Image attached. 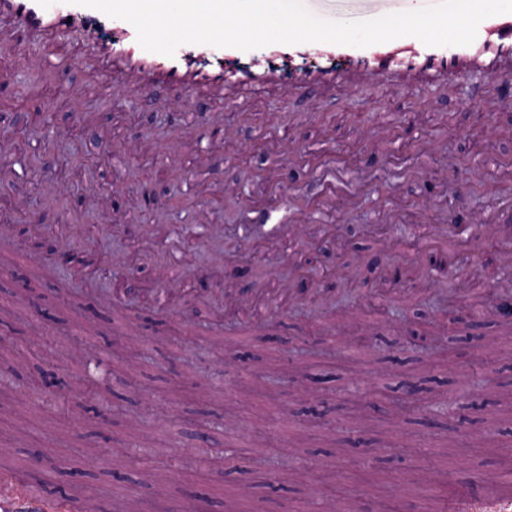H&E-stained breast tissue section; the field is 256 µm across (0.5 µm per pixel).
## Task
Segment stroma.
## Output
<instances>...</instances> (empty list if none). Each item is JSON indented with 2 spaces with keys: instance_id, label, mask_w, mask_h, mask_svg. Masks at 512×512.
<instances>
[{
  "instance_id": "35a3bbf8",
  "label": "stroma",
  "mask_w": 512,
  "mask_h": 512,
  "mask_svg": "<svg viewBox=\"0 0 512 512\" xmlns=\"http://www.w3.org/2000/svg\"><path fill=\"white\" fill-rule=\"evenodd\" d=\"M50 52L86 57L93 47L78 23L40 44L0 37V82L14 89L0 106V346L15 374L52 384L68 411L62 423L27 402L0 413V463L54 449L47 490L79 481L99 512L130 494L190 505L199 491L212 512H225L232 492L243 512H347L356 498L365 512L401 500L433 512L456 471L512 473V437L494 403L512 391V333L488 314L447 353L403 346L405 330L430 337L446 326L445 286L412 281L377 296L363 263L382 252L414 271L437 243L434 225H512V92L500 88L512 57L445 79L382 81L355 69L304 95L279 79L177 98L159 83L133 93L104 68L94 79L76 66L29 68ZM203 121L223 125V142L200 145ZM144 182L174 193L175 205L132 209ZM35 211L53 237L82 248L74 269H57L52 244L23 232ZM278 224L325 245L316 272L345 265L339 285L361 305L343 321L369 347L337 344L328 305L288 296L297 245L270 240ZM501 247L454 243L467 268L462 311L480 313L512 285ZM228 288L262 299V325L225 328ZM394 306L405 321L387 316ZM108 367L126 380L107 381ZM406 382L416 406L465 417L463 429L439 436L422 417L395 416ZM131 442L147 450L136 464ZM202 443L205 464L192 453ZM274 451L296 470L278 491L256 464ZM228 457L238 463L229 473Z\"/></svg>"
}]
</instances>
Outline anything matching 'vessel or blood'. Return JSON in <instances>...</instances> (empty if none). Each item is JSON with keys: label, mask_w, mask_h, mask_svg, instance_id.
Segmentation results:
<instances>
[{"label": "vessel or blood", "mask_w": 512, "mask_h": 512, "mask_svg": "<svg viewBox=\"0 0 512 512\" xmlns=\"http://www.w3.org/2000/svg\"><path fill=\"white\" fill-rule=\"evenodd\" d=\"M357 2L362 6V19L368 20L397 13L403 0ZM1 12L8 14L16 30L22 33L45 28L64 31L69 20L80 19L94 25L103 18L102 12L73 4L72 0H58L47 8L38 0H0ZM480 47L512 51V14L484 19L473 44L468 46L429 47L407 36L366 48L305 43L272 44L242 51L194 44L177 49L171 57L144 50L137 42L134 27L122 20L113 28L112 39L104 45L100 56L85 59L84 64L91 68L104 61L123 64L160 77L177 93L193 82L258 86L275 71L287 78L295 89L307 90L321 83L340 81L355 66L377 76L388 74L399 64L412 70L450 76ZM509 506H512V495L504 493L499 482L481 480L472 483L466 495L452 503L448 512H503ZM0 512H93V508L86 497L63 499L37 495L31 489L18 486L11 474L0 473Z\"/></svg>", "instance_id": "b4317fda"}]
</instances>
